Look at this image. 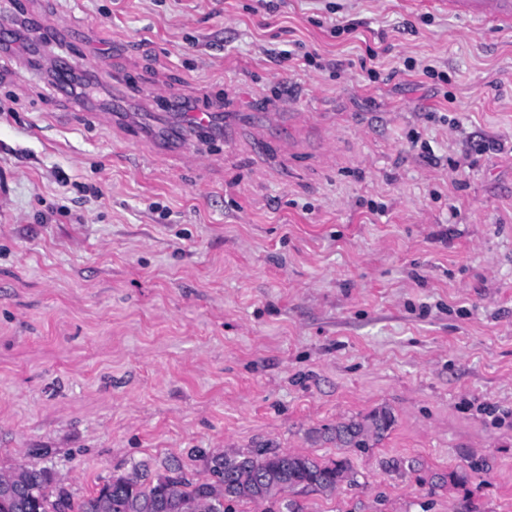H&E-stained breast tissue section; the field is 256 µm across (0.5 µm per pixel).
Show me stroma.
I'll return each mask as SVG.
<instances>
[{
    "instance_id": "35a3bbf8",
    "label": "stroma",
    "mask_w": 512,
    "mask_h": 512,
    "mask_svg": "<svg viewBox=\"0 0 512 512\" xmlns=\"http://www.w3.org/2000/svg\"><path fill=\"white\" fill-rule=\"evenodd\" d=\"M1 22L25 32L0 49L1 470L80 502L267 445L356 470L303 512H512V30L437 0H10ZM380 410L366 451L322 436Z\"/></svg>"
}]
</instances>
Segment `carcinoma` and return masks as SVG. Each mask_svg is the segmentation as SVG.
Here are the masks:
<instances>
[{"instance_id":"obj_1","label":"carcinoma","mask_w":512,"mask_h":512,"mask_svg":"<svg viewBox=\"0 0 512 512\" xmlns=\"http://www.w3.org/2000/svg\"><path fill=\"white\" fill-rule=\"evenodd\" d=\"M394 424L386 410L361 421L350 420L324 430L346 448L366 449L386 437ZM208 482L172 476V465L149 475L139 464L129 475L112 477L96 495L76 503L63 487H52L45 469L23 468V480L0 490V512H230L244 501L278 502V512H301L290 495L303 490L332 494L344 483H357L349 460L320 461L309 455L262 447L204 457Z\"/></svg>"}]
</instances>
